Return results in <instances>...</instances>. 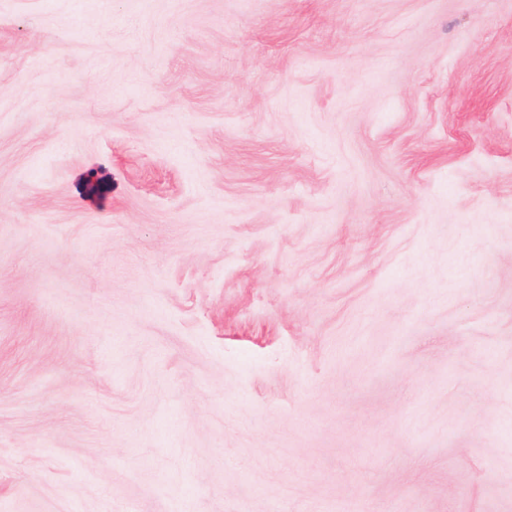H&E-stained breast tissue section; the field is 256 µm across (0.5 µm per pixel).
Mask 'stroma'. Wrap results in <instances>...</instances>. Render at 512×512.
Masks as SVG:
<instances>
[{"instance_id": "obj_1", "label": "stroma", "mask_w": 512, "mask_h": 512, "mask_svg": "<svg viewBox=\"0 0 512 512\" xmlns=\"http://www.w3.org/2000/svg\"><path fill=\"white\" fill-rule=\"evenodd\" d=\"M0 512H512V0H0Z\"/></svg>"}]
</instances>
